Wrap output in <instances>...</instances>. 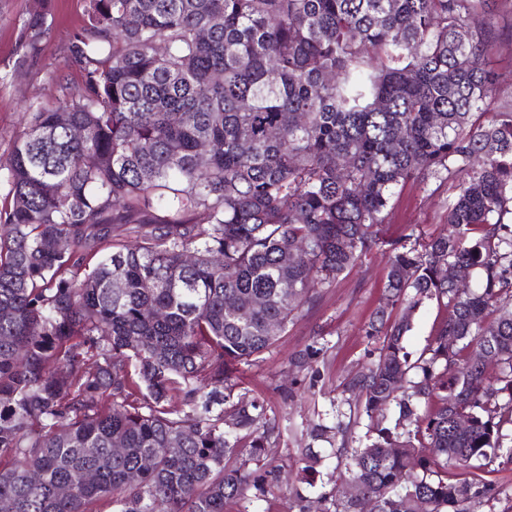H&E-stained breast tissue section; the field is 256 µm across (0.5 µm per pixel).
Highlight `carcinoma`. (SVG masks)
I'll return each mask as SVG.
<instances>
[{"mask_svg":"<svg viewBox=\"0 0 512 512\" xmlns=\"http://www.w3.org/2000/svg\"><path fill=\"white\" fill-rule=\"evenodd\" d=\"M495 3L85 0L62 95L30 103L0 161V512H226L264 495L274 428L238 366L380 249L398 186L442 174L448 233L393 247L377 354L344 385L349 413L310 427L345 471L315 484L304 449L296 502L362 512L341 483L377 512L497 499L512 105L491 101ZM47 15L24 20L21 60ZM425 299L445 315L414 358Z\"/></svg>","mask_w":512,"mask_h":512,"instance_id":"cac0c4a2","label":"carcinoma"}]
</instances>
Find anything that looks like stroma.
<instances>
[{"mask_svg":"<svg viewBox=\"0 0 512 512\" xmlns=\"http://www.w3.org/2000/svg\"><path fill=\"white\" fill-rule=\"evenodd\" d=\"M41 5L42 0H0V72L13 75L0 85V159L7 157L25 126L28 104L49 103L60 96L51 73L61 66L68 39L84 10V0H51L50 31L39 58L19 63L15 50L19 28L27 14ZM451 193L448 181L434 178L397 188L390 220L383 227L385 239L398 241L413 234L426 241L444 233ZM387 259V252H376L343 274L316 305L289 323L271 352L243 367L242 378L251 396L263 403L267 417L280 430L271 450L279 471L264 499L228 503L227 512H296L292 491L300 467L298 450L305 445L321 454L320 471L337 466L327 443L307 442L301 430L318 415L334 422L332 400L340 397L345 380L373 359L379 341L366 335L365 326L382 293ZM310 345L325 348V356L313 360L308 370L290 373L291 358Z\"/></svg>","mask_w":512,"mask_h":512,"instance_id":"1","label":"stroma"}]
</instances>
